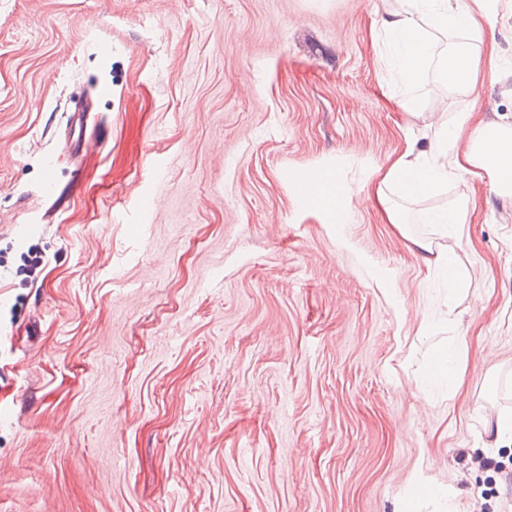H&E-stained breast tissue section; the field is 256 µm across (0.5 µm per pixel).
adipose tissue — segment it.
Wrapping results in <instances>:
<instances>
[{"label": "adipose tissue", "instance_id": "adipose-tissue-1", "mask_svg": "<svg viewBox=\"0 0 512 512\" xmlns=\"http://www.w3.org/2000/svg\"><path fill=\"white\" fill-rule=\"evenodd\" d=\"M499 18V0H405L402 10L381 20L380 30L394 48L401 79L414 84L439 54L436 34L478 37L495 32ZM431 124L436 139L428 154H402L377 176V196L387 205L390 223L399 221L388 203L390 194L415 199L451 177L475 176L490 192L512 196V128L486 124L472 129L467 114L452 121L444 112L432 114Z\"/></svg>", "mask_w": 512, "mask_h": 512}]
</instances>
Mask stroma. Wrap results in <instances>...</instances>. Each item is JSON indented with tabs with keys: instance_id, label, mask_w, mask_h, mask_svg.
Returning <instances> with one entry per match:
<instances>
[{
	"instance_id": "obj_1",
	"label": "stroma",
	"mask_w": 512,
	"mask_h": 512,
	"mask_svg": "<svg viewBox=\"0 0 512 512\" xmlns=\"http://www.w3.org/2000/svg\"><path fill=\"white\" fill-rule=\"evenodd\" d=\"M398 7L0 0V512H401L423 480L449 498L415 512H512V198L399 200L436 243L465 203L452 294L370 177L425 114L512 126V0L467 94L430 91L439 59L385 70ZM324 164L332 214L297 186ZM459 339L456 388L428 385Z\"/></svg>"
}]
</instances>
